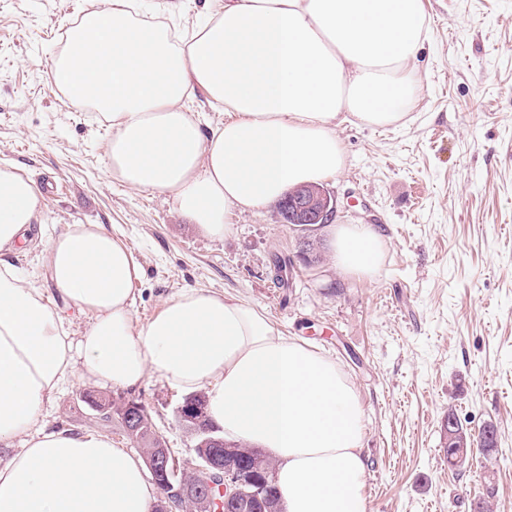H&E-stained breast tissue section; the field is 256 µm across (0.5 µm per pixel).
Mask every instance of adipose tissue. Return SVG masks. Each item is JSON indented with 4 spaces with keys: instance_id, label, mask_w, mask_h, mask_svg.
Instances as JSON below:
<instances>
[{
    "instance_id": "ef3b65f1",
    "label": "adipose tissue",
    "mask_w": 512,
    "mask_h": 512,
    "mask_svg": "<svg viewBox=\"0 0 512 512\" xmlns=\"http://www.w3.org/2000/svg\"><path fill=\"white\" fill-rule=\"evenodd\" d=\"M110 0L70 29L51 84L112 125L114 178L171 195L200 230L223 237L233 211L269 206L294 186L342 171V114L397 124L413 106L414 59L430 34L423 0H222L189 31ZM230 113L205 129L185 104ZM40 211L35 182L0 168V512H151L141 460L100 432L47 428L43 407L80 382L133 388L156 373L205 392L226 438L266 451L285 512H368L362 408L336 362L282 336L240 300L187 288L133 330L136 267L99 224L50 238L57 292L91 314L73 335L37 282L10 261ZM337 266L371 274L382 251L364 224H325Z\"/></svg>"
}]
</instances>
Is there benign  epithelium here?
I'll return each mask as SVG.
<instances>
[{"label": "benign epithelium", "instance_id": "7a95c632", "mask_svg": "<svg viewBox=\"0 0 512 512\" xmlns=\"http://www.w3.org/2000/svg\"><path fill=\"white\" fill-rule=\"evenodd\" d=\"M336 213V200L318 185H305L289 191L275 211L277 222L293 224L307 231L313 224H329ZM206 400L205 394L197 392L185 397L178 409L182 426L192 420L193 409H201L198 401ZM142 416L139 407L133 404L123 409L124 431L132 434L140 427ZM197 464L192 479L178 483L172 481L178 465L165 446L142 450L145 464L152 481L161 489V494L152 512H231L235 505L248 496L261 493L259 484L248 471L236 462L204 449H195Z\"/></svg>", "mask_w": 512, "mask_h": 512}]
</instances>
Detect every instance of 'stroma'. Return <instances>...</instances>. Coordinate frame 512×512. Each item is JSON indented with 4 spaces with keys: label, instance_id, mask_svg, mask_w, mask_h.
<instances>
[{
    "label": "stroma",
    "instance_id": "stroma-1",
    "mask_svg": "<svg viewBox=\"0 0 512 512\" xmlns=\"http://www.w3.org/2000/svg\"><path fill=\"white\" fill-rule=\"evenodd\" d=\"M431 26L415 69L417 101L395 125L350 120L336 133L345 168L323 180L335 223L371 226L384 241L377 271L345 273L331 249L295 263L284 287L276 257L301 235L273 207L232 212L224 238L204 234L171 197L129 188L108 169L112 129L65 104L48 80L52 57L75 19L105 0H0V167L37 185L41 211L18 247L24 277L46 281L43 251L70 224H100L139 269L134 328L186 288L224 292L265 314L283 335L330 357L364 409L370 512H473L489 499L512 512V0H423ZM84 385L44 407L47 427L103 432L135 445L118 420L97 419ZM137 399L184 470L194 439L177 420L183 392L158 374ZM497 430V448L449 464L445 425Z\"/></svg>",
    "mask_w": 512,
    "mask_h": 512
}]
</instances>
